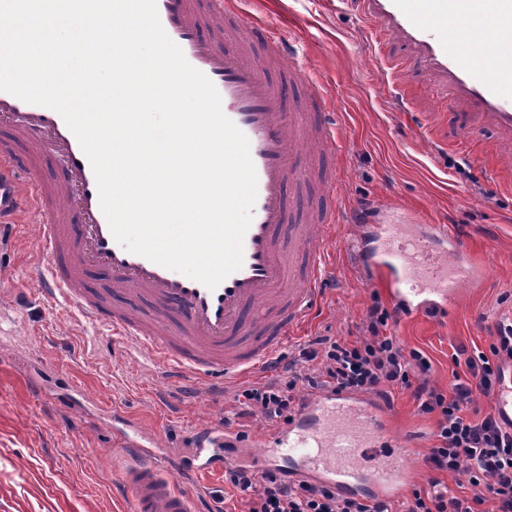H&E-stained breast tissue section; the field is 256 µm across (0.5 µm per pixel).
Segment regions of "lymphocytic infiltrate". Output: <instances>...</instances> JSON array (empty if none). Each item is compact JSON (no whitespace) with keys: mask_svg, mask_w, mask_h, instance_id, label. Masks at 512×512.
<instances>
[{"mask_svg":"<svg viewBox=\"0 0 512 512\" xmlns=\"http://www.w3.org/2000/svg\"><path fill=\"white\" fill-rule=\"evenodd\" d=\"M391 317L386 308L372 305L360 336H318L300 348L298 358L270 362L267 380L235 393L240 415L288 421L300 384L385 400L393 390L407 392L418 412L436 414L437 422L435 443L424 456L432 476L427 488L411 489L405 512H512V422L493 413H469L479 397L493 394L506 380L505 370L512 367V320L497 323L486 350L455 347L452 361L458 371L443 390L430 382V359L404 350L388 334ZM444 474L452 475L457 486L471 487L472 496L449 493L440 481ZM224 481L239 493L242 512H394L391 502L342 497L329 487L289 481L273 471L230 467Z\"/></svg>","mask_w":512,"mask_h":512,"instance_id":"f902f5d3","label":"lymphocytic infiltrate"}]
</instances>
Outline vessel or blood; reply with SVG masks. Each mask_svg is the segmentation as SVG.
Instances as JSON below:
<instances>
[{
  "mask_svg": "<svg viewBox=\"0 0 512 512\" xmlns=\"http://www.w3.org/2000/svg\"><path fill=\"white\" fill-rule=\"evenodd\" d=\"M364 19L383 34L410 44L425 59L436 80L447 82L481 111L482 119L512 135V0H360ZM160 22L188 63L215 86L222 111L246 136L257 175L252 222L244 236L243 264L216 288L131 253L113 237L100 207L93 169L80 144L55 110L0 91V235L8 221L29 211L42 222L36 250L46 265L34 277L47 300L76 308L88 319L108 325L134 352L156 368L174 394L192 390L223 397L224 387L276 358L288 334L317 310L327 258L335 245L337 216L312 206L291 247L278 236L288 221L287 184L319 179L325 196H337L336 170L297 162L301 148L317 141L324 153L336 149V125L326 113L322 85L299 63L289 75L304 82L310 129L301 133L286 122L281 98L261 62L245 43L230 39L218 48L200 31L222 15L238 27H252L238 16L234 0H156ZM487 49L468 50L472 37ZM33 153L56 155L62 171L56 180L34 177ZM308 263L294 270L290 254ZM425 258L449 261L455 284L469 283L476 270L458 240L426 238ZM104 269L114 289L147 294L160 305L155 321L112 309L87 293V269ZM178 325L168 326V314ZM123 423L117 449L126 461L123 482L133 512H198L201 477L223 473L225 465H246L263 472L286 466L291 478L335 487L337 493L381 499L396 497L412 477L404 448L392 447L395 433L388 412L366 394L330 389L308 393L287 423L257 434L255 451L239 453V434L220 423L194 437L195 463L167 453L164 439L137 420L113 411Z\"/></svg>",
  "mask_w": 512,
  "mask_h": 512,
  "instance_id": "obj_1",
  "label": "vessel or blood"
}]
</instances>
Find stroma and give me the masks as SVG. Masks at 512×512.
Segmentation results:
<instances>
[{"mask_svg": "<svg viewBox=\"0 0 512 512\" xmlns=\"http://www.w3.org/2000/svg\"><path fill=\"white\" fill-rule=\"evenodd\" d=\"M240 9L255 22L254 57L264 56L267 32L277 30L286 60L303 63L323 85L339 142L337 154L319 162L343 172L337 235L353 224H387L405 210L464 241L481 267V283L463 286L446 307L400 311L388 326L405 350L430 358L431 383L448 388L454 347L487 348L495 324L512 317V197L501 192L512 180V138L477 123L474 105L437 83L403 43L375 42L358 0H242ZM39 222L29 216L0 245V304L12 306L0 321V512H130L111 422L75 416L87 398L164 434L184 457L208 418L230 423L245 440L269 428L233 413L239 386L264 381V373L229 384L219 401L188 395L170 404L149 361L130 355L112 329L34 293L38 259L28 243ZM330 261L335 273L322 284L318 315L287 340L284 355L296 356L314 336L358 335L373 302L392 305L350 253L335 249ZM84 287L116 308L154 310L148 297L113 290L99 269L86 273ZM389 411L397 432L414 440L411 484L426 486L423 457L436 417L419 414L399 390Z\"/></svg>", "mask_w": 512, "mask_h": 512, "instance_id": "35a3bbf8", "label": "stroma"}]
</instances>
